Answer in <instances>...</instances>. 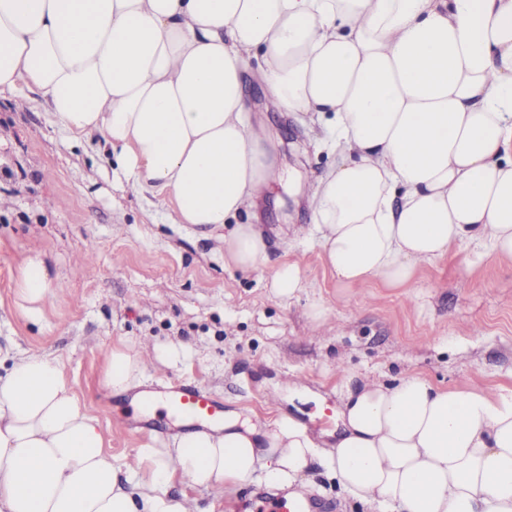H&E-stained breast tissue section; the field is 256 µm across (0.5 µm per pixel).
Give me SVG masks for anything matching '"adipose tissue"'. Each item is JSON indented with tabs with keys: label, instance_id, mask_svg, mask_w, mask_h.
I'll use <instances>...</instances> for the list:
<instances>
[{
	"label": "adipose tissue",
	"instance_id": "adipose-tissue-1",
	"mask_svg": "<svg viewBox=\"0 0 512 512\" xmlns=\"http://www.w3.org/2000/svg\"><path fill=\"white\" fill-rule=\"evenodd\" d=\"M254 85L331 135L336 164L309 203L339 285L406 288L450 252L482 261L478 242L512 259V0H0V98L103 144L130 188L172 199L176 223L221 231L243 271L267 260L249 218L281 176L247 117ZM15 288L41 310L42 256ZM143 373L116 346L103 385ZM340 419L324 449L291 419L228 418L152 440L134 471L113 464L58 359L0 347V512H189L174 477L231 498L259 470L297 488L316 461L395 512H512V388L365 380Z\"/></svg>",
	"mask_w": 512,
	"mask_h": 512
}]
</instances>
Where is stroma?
<instances>
[{"label":"stroma","instance_id":"stroma-1","mask_svg":"<svg viewBox=\"0 0 512 512\" xmlns=\"http://www.w3.org/2000/svg\"><path fill=\"white\" fill-rule=\"evenodd\" d=\"M284 171L256 211L268 260L244 273L224 263V245L175 223L170 200L131 191L66 134L40 104L0 100V345L20 355L57 357L83 405L99 418L113 459L135 463L154 435L185 428L101 383L112 347L181 350L168 366L147 363L149 387L188 381L224 401L226 415L258 424L289 417L318 430L368 377L393 383L419 376L440 387H512V260L466 265L449 254L422 265L410 288L374 282L340 287L327 270L308 198L336 163L326 129L278 111L262 92L250 98ZM93 261H85L87 250ZM45 257L53 296L29 314L15 295L22 262ZM297 264L305 286L292 298L270 288L274 269ZM327 307L312 327L313 306ZM330 446L331 436L317 437ZM263 480L241 485L235 505L174 478V493L201 512H248ZM311 512H389L348 497L320 464L306 478Z\"/></svg>","mask_w":512,"mask_h":512}]
</instances>
